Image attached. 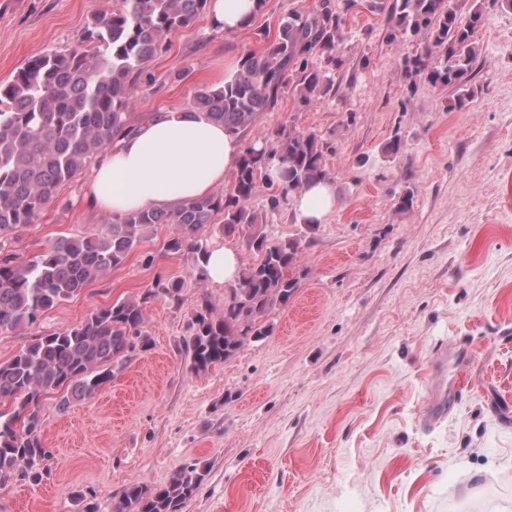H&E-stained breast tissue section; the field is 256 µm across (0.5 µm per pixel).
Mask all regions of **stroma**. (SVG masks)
Listing matches in <instances>:
<instances>
[{
	"mask_svg": "<svg viewBox=\"0 0 512 512\" xmlns=\"http://www.w3.org/2000/svg\"><path fill=\"white\" fill-rule=\"evenodd\" d=\"M483 24L467 107L401 69L416 38L389 39L388 12L357 0L346 15L334 89L307 104L286 93L260 113L243 144L280 127L315 132L336 206L314 231L290 204L268 213L275 236L303 237L301 281L266 318L269 336L195 374L182 339L200 293L224 286L190 277L166 251L175 232L150 230L127 260L37 324L0 335V360L34 335L156 281L185 280L181 305L147 307L152 350L95 399L59 413L46 400L41 481L0 487L11 512H112L126 486L160 485L182 466L206 477L185 512H512V9L481 0ZM320 0H265L237 33L207 15L169 36L133 118L187 111L194 91L235 74L273 40L280 18ZM113 0H0V81L50 49L78 46ZM400 135L404 149L386 155ZM88 175L16 245L22 258L57 237L98 229ZM413 189L411 211L397 209ZM466 346L469 392L446 419L420 423L437 351Z\"/></svg>",
	"mask_w": 512,
	"mask_h": 512,
	"instance_id": "35a3bbf8",
	"label": "stroma"
}]
</instances>
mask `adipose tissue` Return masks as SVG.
Wrapping results in <instances>:
<instances>
[{
  "label": "adipose tissue",
  "instance_id": "1",
  "mask_svg": "<svg viewBox=\"0 0 512 512\" xmlns=\"http://www.w3.org/2000/svg\"><path fill=\"white\" fill-rule=\"evenodd\" d=\"M261 9V0H211L210 25L232 34ZM243 151L238 135L202 112H165L105 153L88 183L99 208L123 214L196 199L222 185ZM328 181L294 194L300 223L317 224L335 206Z\"/></svg>",
  "mask_w": 512,
  "mask_h": 512
}]
</instances>
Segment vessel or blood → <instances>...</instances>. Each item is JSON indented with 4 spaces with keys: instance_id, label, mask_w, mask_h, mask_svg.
Instances as JSON below:
<instances>
[{
    "instance_id": "1",
    "label": "vessel or blood",
    "mask_w": 512,
    "mask_h": 512,
    "mask_svg": "<svg viewBox=\"0 0 512 512\" xmlns=\"http://www.w3.org/2000/svg\"><path fill=\"white\" fill-rule=\"evenodd\" d=\"M468 349L457 346L441 349L434 361L430 402L423 414L425 425H432L448 412L449 403L460 400L468 390Z\"/></svg>"
}]
</instances>
